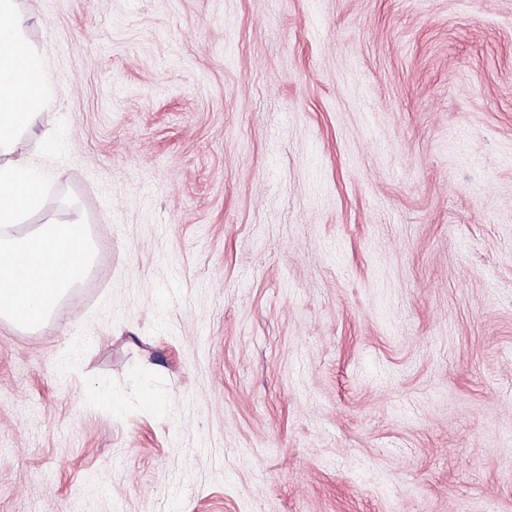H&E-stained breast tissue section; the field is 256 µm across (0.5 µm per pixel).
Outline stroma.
Segmentation results:
<instances>
[{
  "label": "stroma",
  "instance_id": "1",
  "mask_svg": "<svg viewBox=\"0 0 512 512\" xmlns=\"http://www.w3.org/2000/svg\"><path fill=\"white\" fill-rule=\"evenodd\" d=\"M18 4L98 250L0 512H512V0Z\"/></svg>",
  "mask_w": 512,
  "mask_h": 512
}]
</instances>
